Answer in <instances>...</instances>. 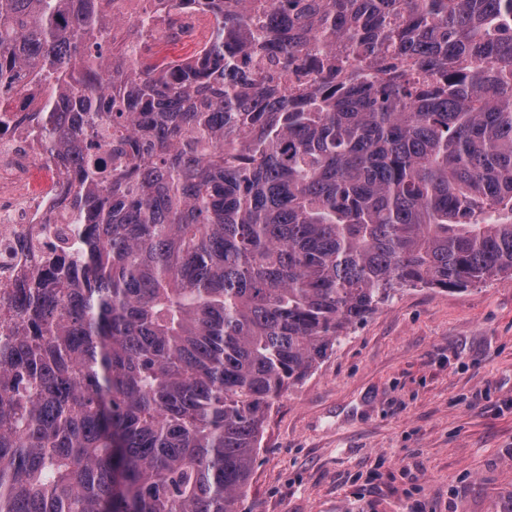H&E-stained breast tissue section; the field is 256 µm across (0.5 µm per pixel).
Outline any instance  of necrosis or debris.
Listing matches in <instances>:
<instances>
[{
  "mask_svg": "<svg viewBox=\"0 0 512 512\" xmlns=\"http://www.w3.org/2000/svg\"><path fill=\"white\" fill-rule=\"evenodd\" d=\"M38 89L23 83L0 113V304L27 287L52 255L70 250L66 221L70 171L40 144Z\"/></svg>",
  "mask_w": 512,
  "mask_h": 512,
  "instance_id": "4bbe7bcc",
  "label": "necrosis or debris"
}]
</instances>
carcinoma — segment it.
Here are the masks:
<instances>
[{
	"label": "carcinoma",
	"instance_id": "cac0c4a2",
	"mask_svg": "<svg viewBox=\"0 0 512 512\" xmlns=\"http://www.w3.org/2000/svg\"><path fill=\"white\" fill-rule=\"evenodd\" d=\"M202 8L114 64L98 0H0V113L35 71L81 225L0 314V512H238L350 326L512 274V0Z\"/></svg>",
	"mask_w": 512,
	"mask_h": 512
}]
</instances>
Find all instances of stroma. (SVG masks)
Listing matches in <instances>:
<instances>
[{"label":"stroma","instance_id":"35a3bbf8","mask_svg":"<svg viewBox=\"0 0 512 512\" xmlns=\"http://www.w3.org/2000/svg\"><path fill=\"white\" fill-rule=\"evenodd\" d=\"M240 512H512V276L404 287L273 404Z\"/></svg>","mask_w":512,"mask_h":512}]
</instances>
